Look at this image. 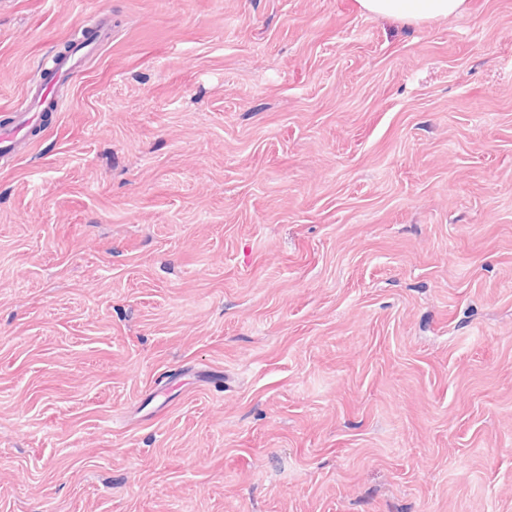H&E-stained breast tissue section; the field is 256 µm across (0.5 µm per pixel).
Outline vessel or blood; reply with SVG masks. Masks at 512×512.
<instances>
[{
	"label": "vessel or blood",
	"mask_w": 512,
	"mask_h": 512,
	"mask_svg": "<svg viewBox=\"0 0 512 512\" xmlns=\"http://www.w3.org/2000/svg\"><path fill=\"white\" fill-rule=\"evenodd\" d=\"M77 60L64 56L54 62L52 78L27 91L16 107L11 125L0 127V152L19 153L28 146L30 134L39 123L43 112L57 107L55 89L58 82L68 78L77 67Z\"/></svg>",
	"instance_id": "1"
}]
</instances>
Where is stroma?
<instances>
[{
    "label": "stroma",
    "instance_id": "1",
    "mask_svg": "<svg viewBox=\"0 0 512 512\" xmlns=\"http://www.w3.org/2000/svg\"><path fill=\"white\" fill-rule=\"evenodd\" d=\"M0 512H512V0H0ZM362 13L420 23L461 14L467 0H356ZM71 54L54 60L52 80L40 83L34 89H28L21 103L16 107L11 125L0 127V154L19 153L29 146V137L39 123L42 112L57 108L55 99L56 85L66 79L78 66L79 60H71Z\"/></svg>",
    "mask_w": 512,
    "mask_h": 512
}]
</instances>
